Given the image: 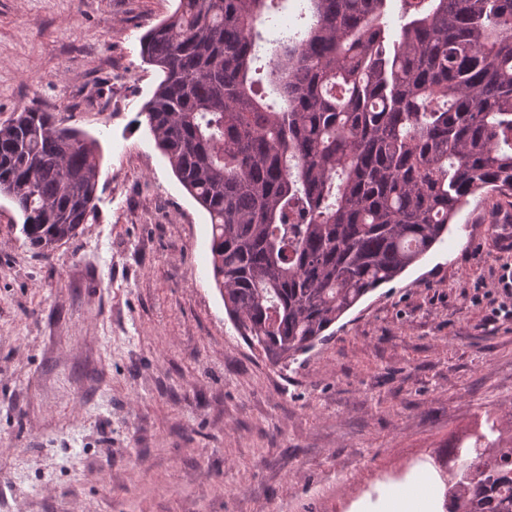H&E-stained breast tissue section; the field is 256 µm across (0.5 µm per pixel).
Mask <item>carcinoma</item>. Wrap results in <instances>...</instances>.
Here are the masks:
<instances>
[{"mask_svg":"<svg viewBox=\"0 0 512 512\" xmlns=\"http://www.w3.org/2000/svg\"><path fill=\"white\" fill-rule=\"evenodd\" d=\"M177 0L141 47L156 147L207 213L213 279L248 344L286 368L443 241L468 198L512 197V0ZM270 88L265 92L264 88ZM273 94L280 108L266 101ZM97 141L24 107L0 123V194L48 254L94 217ZM448 452L445 512H512V435ZM284 10L282 12L276 13L273 15L274 23L279 24H288L289 17V30L295 29L300 26L302 23L307 22V18L309 17L308 7L309 2L304 0H287L283 2ZM305 10L306 18L301 19L300 14ZM278 25H273L269 27L270 38H275L279 32L280 28Z\"/></svg>","mask_w":512,"mask_h":512,"instance_id":"carcinoma-1","label":"carcinoma"}]
</instances>
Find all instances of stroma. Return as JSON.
<instances>
[{
	"instance_id": "stroma-1",
	"label": "stroma",
	"mask_w": 512,
	"mask_h": 512,
	"mask_svg": "<svg viewBox=\"0 0 512 512\" xmlns=\"http://www.w3.org/2000/svg\"><path fill=\"white\" fill-rule=\"evenodd\" d=\"M175 0H0V122L24 106L98 140L95 220L43 255L0 195V512H378L445 492L446 448L512 422V200L443 243L290 368L249 348L210 224L141 114V38ZM432 488L422 476H416L408 487L388 486L379 512H435Z\"/></svg>"
}]
</instances>
